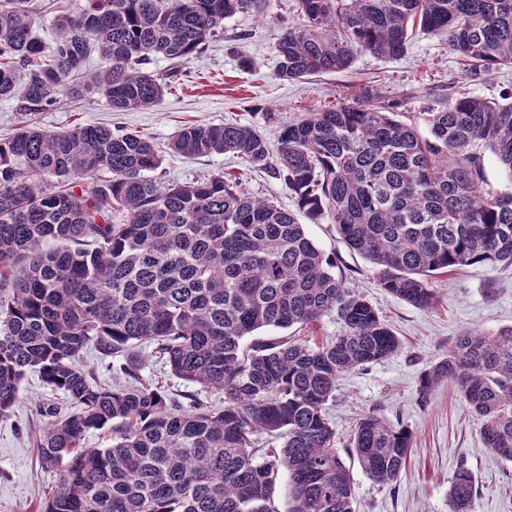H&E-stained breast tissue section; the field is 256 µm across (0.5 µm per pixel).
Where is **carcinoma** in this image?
Instances as JSON below:
<instances>
[{
    "instance_id": "1",
    "label": "carcinoma",
    "mask_w": 512,
    "mask_h": 512,
    "mask_svg": "<svg viewBox=\"0 0 512 512\" xmlns=\"http://www.w3.org/2000/svg\"><path fill=\"white\" fill-rule=\"evenodd\" d=\"M268 2L86 0L60 15L48 50L28 0H0V99L34 117L91 87L115 112L151 107L225 20ZM297 2L303 22L277 37L284 80L344 70L362 53L400 59L416 29L447 38L475 75L512 66V0ZM94 50L102 67L87 76ZM156 56L172 67L150 71ZM395 106L365 86L350 103L283 125L275 152L237 124L189 125L170 149L233 153L283 178L299 211L335 225L382 288L423 309L442 270L512 267V192L487 189L484 174L489 152L512 180V93L458 97L426 113V136L394 119ZM161 163L149 139L103 125H27L0 139V417L29 372L74 404L63 416L44 410L37 450L59 475L44 512H277L284 475L286 512H358L328 406L343 373L395 353L399 337L296 214L222 175L162 183L152 176ZM329 314L341 325L334 338L245 344ZM93 342L115 358L110 386L78 364ZM144 343L172 377L224 395V406L194 393L184 404L144 382ZM444 377L483 419L484 448L512 460V328L457 337L421 391ZM106 427L108 447H88ZM261 432L282 439L264 460ZM351 445L363 472L388 485L411 438L367 415ZM475 496L459 467L448 512H474Z\"/></svg>"
}]
</instances>
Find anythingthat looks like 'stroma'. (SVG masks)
Wrapping results in <instances>:
<instances>
[{"mask_svg":"<svg viewBox=\"0 0 512 512\" xmlns=\"http://www.w3.org/2000/svg\"><path fill=\"white\" fill-rule=\"evenodd\" d=\"M34 33L54 44L61 11L78 12L84 0H33ZM300 23L297 0H270L265 16L239 14L226 20L202 56L184 65L174 87L153 107L128 112L109 109L105 100L87 93L61 97L40 113V128L57 132L79 124H100L150 139L162 154L156 176L163 182H189L221 174L254 196L296 210L294 195L282 179L252 168L231 153L208 157L173 153L169 145L191 124L249 125L277 147L284 124L310 109L350 101L370 86L401 96L396 115L426 132V113L460 95L499 99L512 92V68L471 76L469 67L445 41L416 33L404 57L388 60L363 53L347 70L299 81L279 79L275 41L279 20ZM311 240L329 255H338L349 288L364 295L402 342L392 356L345 373L329 404L336 446L346 449L359 418L373 415L409 431L412 452L396 484L369 479L356 458L346 457L359 512H448V488L459 466L472 473L477 496L474 512H512V462L484 449L483 422L457 397L454 386L440 379L421 391L423 374L448 355L461 334L476 330L495 335L512 327V269L489 263L436 275L434 300L414 307L379 285L372 264L350 250L334 225L307 223ZM55 406L67 412L72 402L43 385L35 373L21 384L20 399L10 416L0 418V512H43L55 473L43 468L37 453L46 419L41 410Z\"/></svg>","mask_w":512,"mask_h":512,"instance_id":"35a3bbf8","label":"stroma"}]
</instances>
